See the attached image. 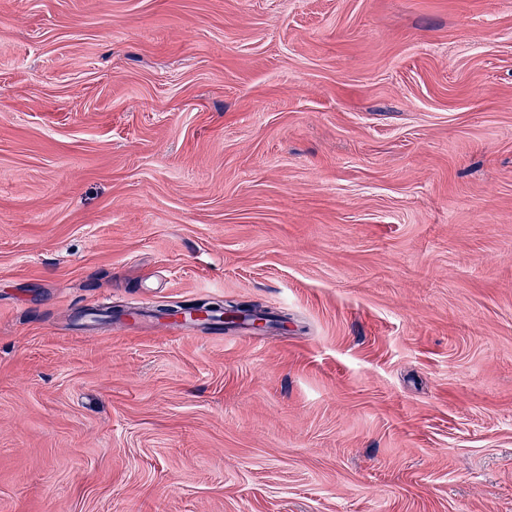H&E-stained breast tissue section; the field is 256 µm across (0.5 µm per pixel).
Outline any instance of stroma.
<instances>
[{"mask_svg":"<svg viewBox=\"0 0 512 512\" xmlns=\"http://www.w3.org/2000/svg\"><path fill=\"white\" fill-rule=\"evenodd\" d=\"M0 512H512V0H0Z\"/></svg>","mask_w":512,"mask_h":512,"instance_id":"obj_1","label":"stroma"}]
</instances>
